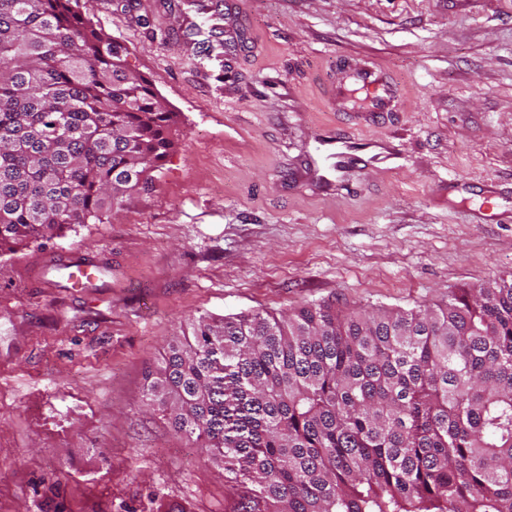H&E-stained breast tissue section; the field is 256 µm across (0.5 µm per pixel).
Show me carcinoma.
Here are the masks:
<instances>
[{"mask_svg":"<svg viewBox=\"0 0 512 512\" xmlns=\"http://www.w3.org/2000/svg\"><path fill=\"white\" fill-rule=\"evenodd\" d=\"M177 115L78 0H0V257L151 181ZM147 405L254 512H512V281L426 310L201 317Z\"/></svg>","mask_w":512,"mask_h":512,"instance_id":"1","label":"carcinoma"}]
</instances>
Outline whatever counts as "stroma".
I'll return each instance as SVG.
<instances>
[{"label": "stroma", "mask_w": 512, "mask_h": 512, "mask_svg": "<svg viewBox=\"0 0 512 512\" xmlns=\"http://www.w3.org/2000/svg\"><path fill=\"white\" fill-rule=\"evenodd\" d=\"M206 2L79 0L176 112V145L102 222L0 260V512H249L251 481L143 400L192 321L419 310L512 279V0ZM228 23L243 40L203 53L199 30ZM344 57L385 68L406 106L333 111ZM329 131L376 154L341 188L312 171ZM486 203L499 223L475 222ZM75 257L95 287L49 282Z\"/></svg>", "instance_id": "obj_1"}]
</instances>
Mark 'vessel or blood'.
<instances>
[{"instance_id":"obj_1","label":"vessel or blood","mask_w":512,"mask_h":512,"mask_svg":"<svg viewBox=\"0 0 512 512\" xmlns=\"http://www.w3.org/2000/svg\"><path fill=\"white\" fill-rule=\"evenodd\" d=\"M332 84L336 108L340 111L357 102L365 112H390L404 99L400 86L384 68L375 64L354 66L348 60H341ZM366 149V143L338 135L325 136L319 141L323 169L340 180L358 169Z\"/></svg>"}]
</instances>
